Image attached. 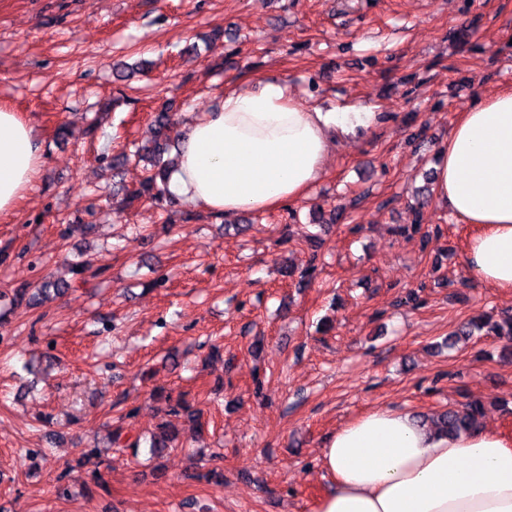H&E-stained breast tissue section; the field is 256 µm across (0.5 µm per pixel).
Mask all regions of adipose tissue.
<instances>
[{"instance_id":"1","label":"adipose tissue","mask_w":512,"mask_h":512,"mask_svg":"<svg viewBox=\"0 0 512 512\" xmlns=\"http://www.w3.org/2000/svg\"><path fill=\"white\" fill-rule=\"evenodd\" d=\"M377 122L374 112L321 111L280 81L225 89L215 111L179 127L168 192L227 217L304 200L337 143ZM43 163L30 122L0 106V216L17 208ZM433 169L437 198L477 227L466 246L471 277L511 289V89L460 113ZM321 461L333 487L315 512H512V441L493 430L442 436L410 413L378 408L336 430Z\"/></svg>"}]
</instances>
